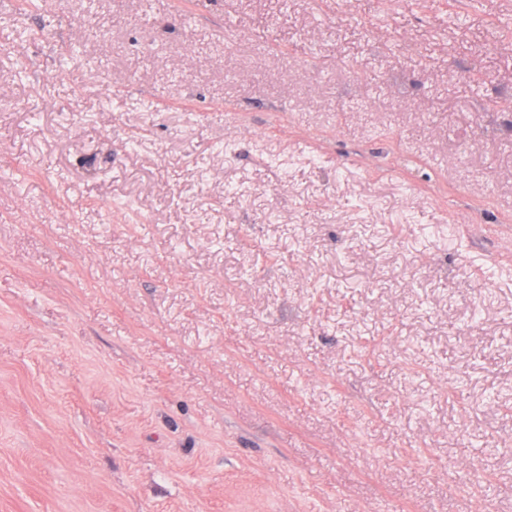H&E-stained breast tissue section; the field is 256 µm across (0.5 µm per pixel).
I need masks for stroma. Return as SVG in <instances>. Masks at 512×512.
Masks as SVG:
<instances>
[{"label": "stroma", "instance_id": "35a3bbf8", "mask_svg": "<svg viewBox=\"0 0 512 512\" xmlns=\"http://www.w3.org/2000/svg\"><path fill=\"white\" fill-rule=\"evenodd\" d=\"M509 18L0 0V512H512Z\"/></svg>", "mask_w": 512, "mask_h": 512}]
</instances>
